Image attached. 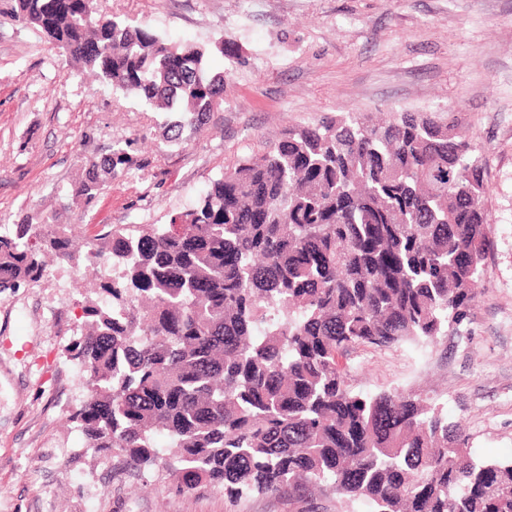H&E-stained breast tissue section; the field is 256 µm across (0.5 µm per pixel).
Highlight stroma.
I'll use <instances>...</instances> for the list:
<instances>
[{
    "label": "stroma",
    "mask_w": 512,
    "mask_h": 512,
    "mask_svg": "<svg viewBox=\"0 0 512 512\" xmlns=\"http://www.w3.org/2000/svg\"><path fill=\"white\" fill-rule=\"evenodd\" d=\"M105 15L175 43L224 37V103L168 143L162 118L81 73L0 0V219L164 224L241 158L291 125L355 111L451 115L474 136L494 246L486 288L459 332L436 345L360 348L354 390L435 399L471 452L512 459V0H97ZM126 147L132 170L91 206L65 191L89 159ZM84 292L51 262L39 287L0 293V512H295L287 494H182L165 467L142 476L87 450L69 413L87 395L66 349Z\"/></svg>",
    "instance_id": "1"
}]
</instances>
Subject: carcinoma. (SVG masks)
I'll return each instance as SVG.
<instances>
[{"mask_svg": "<svg viewBox=\"0 0 512 512\" xmlns=\"http://www.w3.org/2000/svg\"><path fill=\"white\" fill-rule=\"evenodd\" d=\"M96 0H13L115 93L167 116L170 142L224 101L215 61L234 41L173 45ZM472 135L419 112H341L285 129L166 224L0 227V293L37 286L47 259L112 266L67 348L88 391L69 416L85 447L132 472L163 463L179 492L358 501L368 512H512V460H476L429 398L352 390L356 347L432 345L468 318L493 248ZM123 149L88 161L68 190L91 205L129 171ZM167 440L163 458L157 440Z\"/></svg>", "mask_w": 512, "mask_h": 512, "instance_id": "1", "label": "carcinoma"}]
</instances>
